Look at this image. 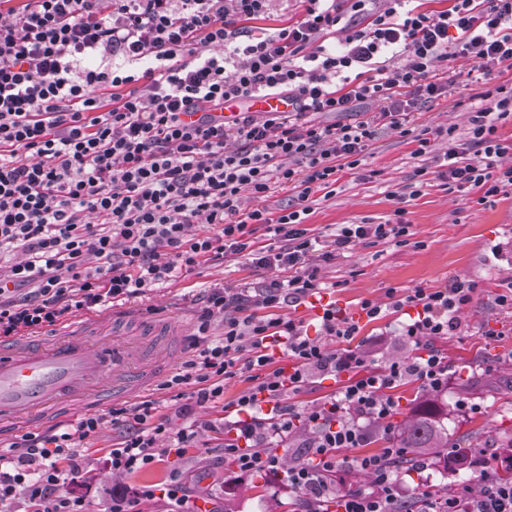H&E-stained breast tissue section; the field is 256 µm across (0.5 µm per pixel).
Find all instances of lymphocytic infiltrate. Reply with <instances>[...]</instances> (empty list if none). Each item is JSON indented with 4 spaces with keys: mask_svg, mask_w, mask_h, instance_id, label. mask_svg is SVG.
Returning <instances> with one entry per match:
<instances>
[{
    "mask_svg": "<svg viewBox=\"0 0 512 512\" xmlns=\"http://www.w3.org/2000/svg\"><path fill=\"white\" fill-rule=\"evenodd\" d=\"M269 0H19L0 10V338L54 330L79 313L128 299L210 261L235 254L251 267L291 269L256 296L211 288L198 311L189 354L161 384L178 407L160 414L146 397L82 418L75 428L27 432L0 451V512L19 504L34 512H87L66 491L87 464L77 449L106 425L123 434L109 451L116 475L151 470L184 454L213 421L199 408L224 399V383L249 374L237 416L225 420L224 457L235 472L275 473L299 493L304 512H512V483L484 477L441 493L409 494L392 464L406 451L390 447L355 459L366 488L341 490L334 476L342 450L368 439L366 423L387 421L398 402L392 391L414 378L443 391L448 365L431 339L454 335L458 314L475 288L456 280L418 288L387 302L364 300L367 320L386 309L412 308L405 342L425 354L376 365L354 344L358 321L336 307L321 317L323 340L283 317L287 301L319 294L320 262L367 239L407 243L404 208L379 224L337 225L330 250L304 222L317 192L332 188L343 170L359 166L380 133L412 135L419 101L448 96V62L474 63L484 75L512 71V0H449L447 9L421 12L407 0H303L301 20L276 34L244 31ZM334 46L323 45V38ZM281 95L292 112L257 119L243 110L223 118L225 103ZM464 137L447 136L435 172L392 199L421 195L427 175L451 189L477 191L481 201L512 190V152L497 134L512 116V85L482 92ZM379 103L354 124L318 123L315 115ZM413 136V135H412ZM292 191L279 212L261 206L272 186ZM95 214L88 223L86 214ZM206 231L189 234L193 224ZM271 241L254 247L250 225ZM224 333H210L214 317ZM336 349H328L327 340ZM290 368H273L275 356ZM347 375L335 397L297 412L287 390L305 386L313 371ZM182 419L174 428V419ZM310 434L313 464L283 466L274 444L298 429ZM188 501L181 472L163 489L144 484L114 493L107 512H143L155 496Z\"/></svg>",
    "mask_w": 512,
    "mask_h": 512,
    "instance_id": "obj_1",
    "label": "lymphocytic infiltrate"
}]
</instances>
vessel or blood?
Wrapping results in <instances>:
<instances>
[{"label":"vessel or blood","mask_w":512,"mask_h":512,"mask_svg":"<svg viewBox=\"0 0 512 512\" xmlns=\"http://www.w3.org/2000/svg\"><path fill=\"white\" fill-rule=\"evenodd\" d=\"M93 319H81L53 342L27 336L0 345V436L14 424H38L98 408L108 398L136 397L154 371L180 352L172 321L139 324L130 344H90Z\"/></svg>","instance_id":"b4317fda"}]
</instances>
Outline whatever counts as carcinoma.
Instances as JSON below:
<instances>
[{
    "label": "carcinoma",
    "mask_w": 512,
    "mask_h": 512,
    "mask_svg": "<svg viewBox=\"0 0 512 512\" xmlns=\"http://www.w3.org/2000/svg\"><path fill=\"white\" fill-rule=\"evenodd\" d=\"M442 410L436 400L422 402L415 413L397 426V447L409 449L410 456L395 466L399 470L415 464L420 457L433 454L443 462L444 469L453 473L468 470L469 449L459 442H448V426L442 423ZM457 452L448 454V449Z\"/></svg>",
    "instance_id": "carcinoma-1"
}]
</instances>
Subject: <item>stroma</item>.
<instances>
[{
    "label": "stroma",
    "mask_w": 512,
    "mask_h": 512,
    "mask_svg": "<svg viewBox=\"0 0 512 512\" xmlns=\"http://www.w3.org/2000/svg\"><path fill=\"white\" fill-rule=\"evenodd\" d=\"M448 75L455 81L452 96L419 103L414 110L416 131L452 126L457 135L465 134L468 114L478 106L477 95L487 78L461 60L449 63ZM446 146V141L435 140L430 154L415 159L410 138L381 135L359 168L340 172L332 195H316L307 228L325 241L337 225L392 218L399 205L390 192L411 183L417 167L436 170ZM477 198V193L451 192L433 181L419 197L402 205L413 243L358 242L322 264L319 282L341 302L343 312L354 317L361 301L385 299L390 290L402 295L417 288H442L457 278L474 285L472 302L458 314L457 335L433 343L448 362V386L440 397L448 405L449 440H470L474 471L507 481L512 479L505 468L512 454V309L500 307L496 299L512 282V193L483 205ZM287 277L284 271H255L243 258L230 254L143 296L114 303L101 313L100 336L113 340V313L136 319L150 308L171 316L190 335L209 288L257 289L271 279ZM402 320L401 313L390 310L380 320L362 322L357 340L377 342L374 358L380 363L417 353V346L398 334ZM342 383V378L317 372L307 386L287 392L284 401L303 411L329 400ZM462 399L469 402V409L458 408ZM200 440L183 457L162 462L145 474L144 482H163L176 467L183 471L192 499L205 502L211 512H300L296 495L282 488L272 473L235 477L224 458L223 431L204 432ZM114 485L111 474L100 467L76 478L68 490L85 498L89 512H105Z\"/></svg>",
    "instance_id": "35a3bbf8"
}]
</instances>
